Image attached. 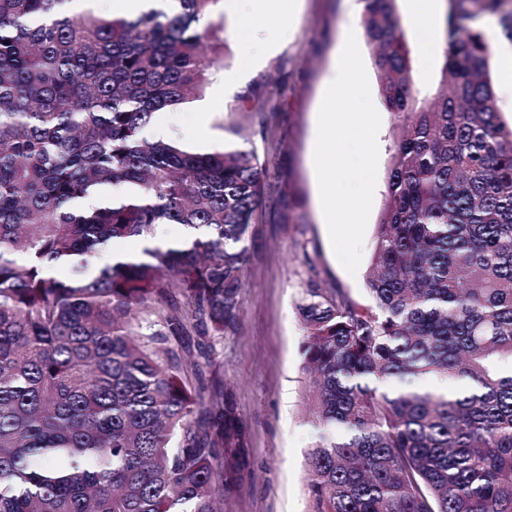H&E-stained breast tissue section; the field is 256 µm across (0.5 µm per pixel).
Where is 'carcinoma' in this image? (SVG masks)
Returning <instances> with one entry per match:
<instances>
[{
    "label": "carcinoma",
    "mask_w": 512,
    "mask_h": 512,
    "mask_svg": "<svg viewBox=\"0 0 512 512\" xmlns=\"http://www.w3.org/2000/svg\"><path fill=\"white\" fill-rule=\"evenodd\" d=\"M0 0V512H222L244 435L224 392L266 167L155 139L209 82L219 0L105 19ZM361 25L395 119L372 304L297 305L318 436L307 512H512V124L506 0H450L422 98L396 0ZM196 230L152 244L156 226ZM118 238L138 256L98 264ZM498 77L500 86L498 85V79L497 84L495 86L497 106L501 112L503 120L510 124L512 121V110L504 108L503 94L501 88L508 90L510 94L509 106L512 109V50L511 52L502 54L500 56L498 62Z\"/></svg>",
    "instance_id": "cac0c4a2"
}]
</instances>
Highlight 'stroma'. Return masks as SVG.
Returning a JSON list of instances; mask_svg holds the SVG:
<instances>
[{"mask_svg": "<svg viewBox=\"0 0 512 512\" xmlns=\"http://www.w3.org/2000/svg\"><path fill=\"white\" fill-rule=\"evenodd\" d=\"M344 3L300 0L295 6L272 0L263 16L250 0H241L234 16L217 6L212 21L224 49L207 55V122L178 109L155 118L183 140L256 150L267 169L265 207L250 241L237 327L224 338V386L243 423L248 464L239 484L225 490L223 512H307L305 457L315 431L307 413L296 306L313 284L340 289L360 305L371 302L366 276L375 228L367 226L360 266L349 275L322 233L313 167L317 115L347 18ZM397 12L416 60L415 87L432 93L443 62L418 65L408 0H398ZM246 40L259 56L253 70L241 53Z\"/></svg>", "mask_w": 512, "mask_h": 512, "instance_id": "1", "label": "stroma"}]
</instances>
